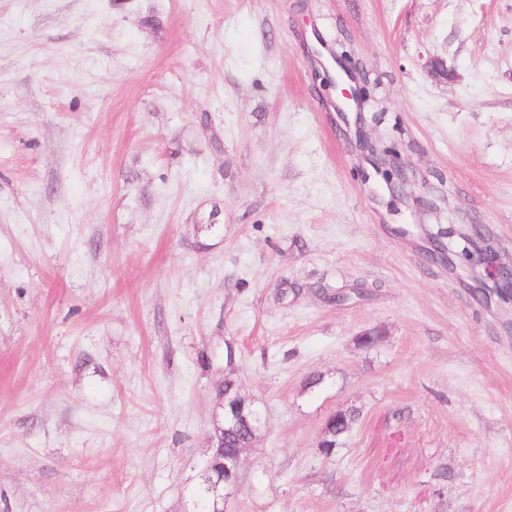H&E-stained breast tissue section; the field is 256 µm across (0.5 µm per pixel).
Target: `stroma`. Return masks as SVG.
Segmentation results:
<instances>
[{"instance_id":"stroma-1","label":"stroma","mask_w":512,"mask_h":512,"mask_svg":"<svg viewBox=\"0 0 512 512\" xmlns=\"http://www.w3.org/2000/svg\"><path fill=\"white\" fill-rule=\"evenodd\" d=\"M448 223L512 260V0H0V512H193L228 339L262 411L228 512H512V324L429 257ZM333 59L337 66L344 72L348 80L353 82L355 86H350V89L345 87L340 89L342 98L344 99L345 108L353 110L357 114L359 134L361 133L360 146L371 158L375 171L384 176L386 186L391 192H398L401 195L413 198L417 204L426 206L431 210H435L433 206L434 201L424 199V197H416L412 194V186L416 182V174L414 170L404 167L397 154L389 147L382 146L376 141H372L363 135V128L365 125V112H369L373 108L372 97L367 96L364 92L365 84L369 82V74L360 68V72H354L349 68L346 62V55L343 53L334 54ZM358 74V75H357ZM338 106V112H347V110ZM359 413L356 410H349L345 418L334 423L327 433L325 439L319 444L320 452L327 457L336 454V448L344 445V438L350 432L353 423L357 419Z\"/></svg>"}]
</instances>
